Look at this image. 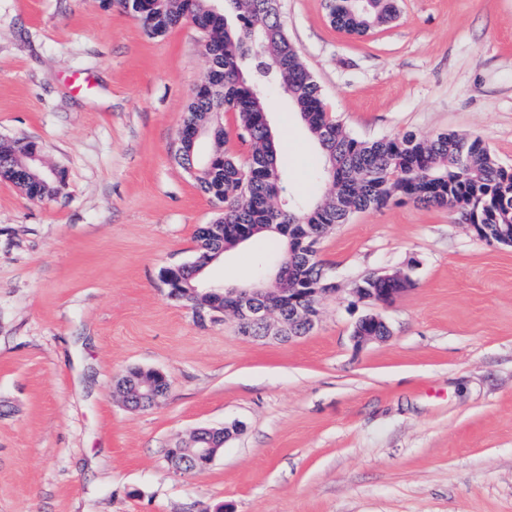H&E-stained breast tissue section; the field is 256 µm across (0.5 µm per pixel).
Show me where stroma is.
Wrapping results in <instances>:
<instances>
[{
    "mask_svg": "<svg viewBox=\"0 0 512 512\" xmlns=\"http://www.w3.org/2000/svg\"><path fill=\"white\" fill-rule=\"evenodd\" d=\"M280 4L352 136H477L512 167V0H397L364 36L324 0ZM208 69L189 24L153 38L101 0H0V142L36 141L67 173L43 201L0 179V512H512V247L395 202L325 235L338 291L306 335L247 338L168 298L162 269L219 213L173 159ZM267 98L290 194L327 196L286 95ZM273 247L208 275L242 285ZM396 271L410 283L391 303L353 302L357 279ZM372 312L389 337L355 344ZM132 368L169 375L159 404L114 395ZM222 426L208 470L172 468L169 448Z\"/></svg>",
    "mask_w": 512,
    "mask_h": 512,
    "instance_id": "1",
    "label": "stroma"
}]
</instances>
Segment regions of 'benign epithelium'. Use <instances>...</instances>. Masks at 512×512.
Segmentation results:
<instances>
[{"instance_id":"7a95c632","label":"benign epithelium","mask_w":512,"mask_h":512,"mask_svg":"<svg viewBox=\"0 0 512 512\" xmlns=\"http://www.w3.org/2000/svg\"><path fill=\"white\" fill-rule=\"evenodd\" d=\"M208 130L200 123L190 124V131L180 128L177 144L185 141L199 149L207 138ZM27 169L35 179L49 176L60 179V168L45 165L39 148L25 151ZM223 251L216 252L210 258H200L163 269L161 282L167 289L168 297L179 303L192 304V310L200 319L219 320L228 312L238 318L239 333L247 337H265L271 331L269 318L273 309L266 298L267 289L226 288L224 284L211 280L206 270ZM194 268L192 279L182 278L183 270ZM400 288H355L354 297L359 302L374 305H386L400 293ZM336 293L335 283L321 288L282 289L280 304L288 306V320L278 319L279 333L291 339L296 337L295 329L311 332L319 318V300L321 297ZM353 338L356 343L364 344L383 338L388 326L378 314H367L355 324ZM169 377L156 369H131L121 375L115 384L117 393L134 408L153 406L163 399L169 391ZM230 436L228 428H199L195 430L189 442L169 449V459L174 467L184 473H196L207 469L221 453L224 443Z\"/></svg>"}]
</instances>
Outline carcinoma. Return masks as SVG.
Masks as SVG:
<instances>
[{"instance_id": "carcinoma-1", "label": "carcinoma", "mask_w": 512, "mask_h": 512, "mask_svg": "<svg viewBox=\"0 0 512 512\" xmlns=\"http://www.w3.org/2000/svg\"><path fill=\"white\" fill-rule=\"evenodd\" d=\"M128 11L151 36L192 23L204 37L209 70L186 114L206 122L214 112L235 115L249 155L242 161L222 149L227 132L209 125L214 144L211 168L194 177L197 188L220 208L214 223L224 225V244L201 242L215 252L239 245L231 234L244 225L273 232L283 245L277 275L266 288H312L327 280L320 260L289 244L303 231L343 224L358 211L382 208L394 200L462 212L466 220L492 225L491 237L512 227V168L504 167L477 137L413 133L365 141L350 135L327 111L321 90L303 66L299 51L280 22L279 0H225L217 13L206 0H103ZM330 23L350 35H364L398 16L394 0H325ZM280 84L311 138L318 145V177L333 184L331 195L313 204L282 199L283 173L275 157V134L265 124L266 89ZM0 176L29 198L50 199L64 184L40 183L25 172L18 146L0 148Z\"/></svg>"}]
</instances>
